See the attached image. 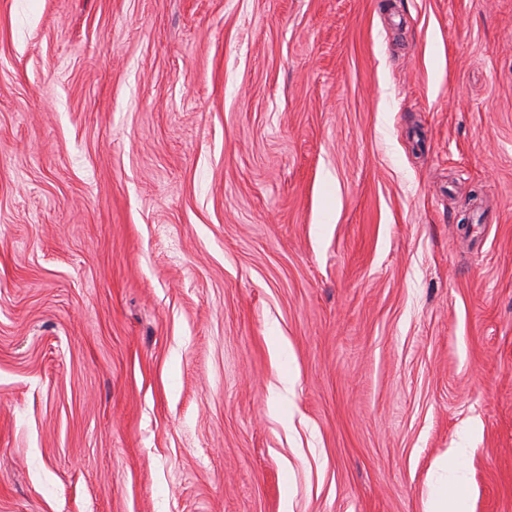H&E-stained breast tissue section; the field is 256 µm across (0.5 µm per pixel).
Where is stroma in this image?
I'll list each match as a JSON object with an SVG mask.
<instances>
[{
  "mask_svg": "<svg viewBox=\"0 0 512 512\" xmlns=\"http://www.w3.org/2000/svg\"><path fill=\"white\" fill-rule=\"evenodd\" d=\"M443 457L512 512V0H0V512H426Z\"/></svg>",
  "mask_w": 512,
  "mask_h": 512,
  "instance_id": "obj_1",
  "label": "stroma"
}]
</instances>
